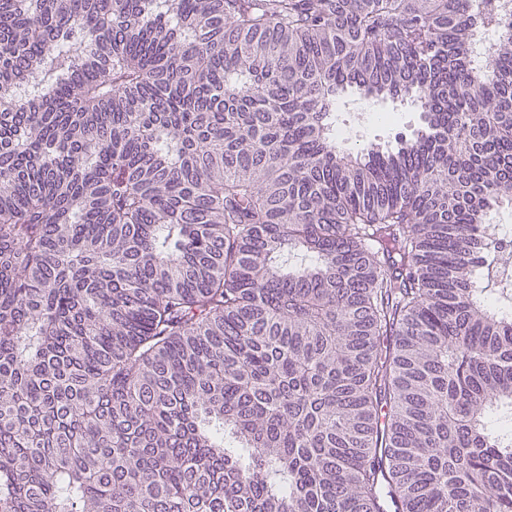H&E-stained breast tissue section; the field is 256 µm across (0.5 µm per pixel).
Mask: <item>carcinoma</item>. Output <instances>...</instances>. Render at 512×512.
Wrapping results in <instances>:
<instances>
[{
  "instance_id": "1",
  "label": "carcinoma",
  "mask_w": 512,
  "mask_h": 512,
  "mask_svg": "<svg viewBox=\"0 0 512 512\" xmlns=\"http://www.w3.org/2000/svg\"><path fill=\"white\" fill-rule=\"evenodd\" d=\"M482 3L0 0V512H512ZM335 113L336 138L351 150L368 142L395 146L399 137H410L423 124L418 104L364 98L356 92L345 94ZM382 113H392L393 118L379 120Z\"/></svg>"
}]
</instances>
